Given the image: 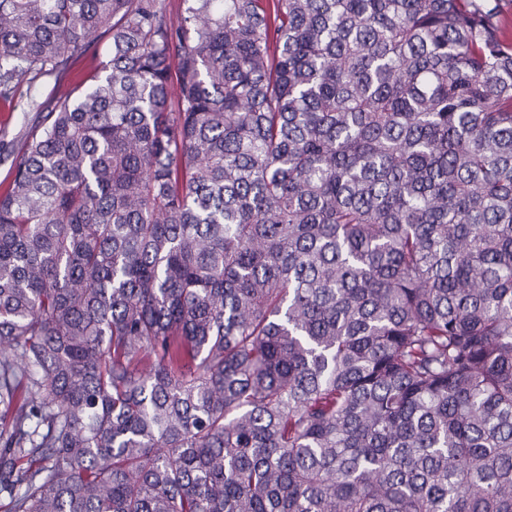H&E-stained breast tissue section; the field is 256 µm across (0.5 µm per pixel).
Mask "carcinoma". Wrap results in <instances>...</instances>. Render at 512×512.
<instances>
[{"label":"carcinoma","mask_w":512,"mask_h":512,"mask_svg":"<svg viewBox=\"0 0 512 512\" xmlns=\"http://www.w3.org/2000/svg\"><path fill=\"white\" fill-rule=\"evenodd\" d=\"M499 10L0 0L9 512H512ZM108 39L102 37L91 47L90 52L83 58L79 59L72 66V74L62 83V90H68L74 87L73 75L79 74L82 78L92 79L100 74L101 62L106 60V46ZM8 112H3V106L0 103V129L6 131L5 141L8 142L7 149L1 148L0 153V182H5L10 174L12 153H16L25 137L31 124L34 123L37 112H28L23 118L20 108L12 112V117L7 124L4 120L8 117ZM28 124L27 129L23 127Z\"/></svg>","instance_id":"1"}]
</instances>
